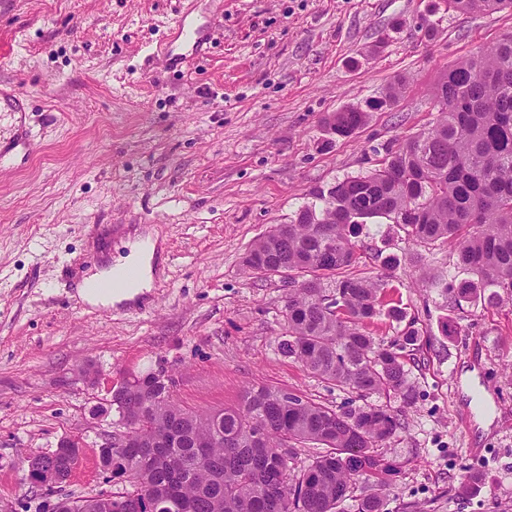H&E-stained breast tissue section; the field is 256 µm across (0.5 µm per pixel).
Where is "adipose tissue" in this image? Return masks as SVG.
<instances>
[{"instance_id": "obj_1", "label": "adipose tissue", "mask_w": 512, "mask_h": 512, "mask_svg": "<svg viewBox=\"0 0 512 512\" xmlns=\"http://www.w3.org/2000/svg\"><path fill=\"white\" fill-rule=\"evenodd\" d=\"M130 253L124 259L125 264L137 265L140 274L137 279L128 283L125 288L117 292L95 291L86 287H79L78 294L90 306L107 307L123 301H133L150 292L154 282V268L152 260L156 252V244L152 239L135 237L129 243Z\"/></svg>"}]
</instances>
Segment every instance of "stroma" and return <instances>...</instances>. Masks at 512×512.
<instances>
[{
  "label": "stroma",
  "mask_w": 512,
  "mask_h": 512,
  "mask_svg": "<svg viewBox=\"0 0 512 512\" xmlns=\"http://www.w3.org/2000/svg\"><path fill=\"white\" fill-rule=\"evenodd\" d=\"M183 14L199 47L175 30ZM427 16L432 41L418 28ZM509 31L511 10L462 15L445 0H0V89L29 95L24 111L0 112V506L36 512L23 459L66 435L84 441L66 491L100 489L113 427L91 409L160 364L199 414L237 407L252 385L344 405L346 393L277 353L283 287L242 257L312 189L374 169L383 145L430 128L440 76ZM400 76L391 109L352 137L327 134L332 113ZM150 232L151 293L84 303L79 280ZM360 241L356 274L398 257L392 298L424 342L409 364L416 403L382 450L386 512H512V297L453 309L442 289L418 288L413 258L449 282L448 247L416 250L383 221ZM471 367L495 418L469 433ZM471 471L483 482L461 492Z\"/></svg>",
  "instance_id": "stroma-1"
}]
</instances>
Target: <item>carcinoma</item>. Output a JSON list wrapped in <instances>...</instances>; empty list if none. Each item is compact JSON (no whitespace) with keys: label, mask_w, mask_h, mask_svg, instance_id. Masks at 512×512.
<instances>
[{"label":"carcinoma","mask_w":512,"mask_h":512,"mask_svg":"<svg viewBox=\"0 0 512 512\" xmlns=\"http://www.w3.org/2000/svg\"><path fill=\"white\" fill-rule=\"evenodd\" d=\"M463 14L512 8V0H448ZM406 82L332 114L329 134L348 138L368 113L393 105ZM439 118L428 130L385 146L382 166L311 192L289 224L258 238L243 264L287 287L277 351L353 395L331 408L286 389L249 387L235 409L197 414L173 396L172 379L149 371L112 404V454L100 465L122 484L113 491L62 494L60 512H344L359 480L373 491L356 512H382L389 464L377 449L403 428L416 398L405 356L423 349L416 321L389 305V280L350 273L364 224L385 218L414 246L450 244L463 278L449 305L495 306L512 293V32L459 62L438 80ZM386 315L405 322L395 339L370 331ZM380 404L368 402L371 397ZM134 436L122 445L125 421ZM326 451L300 470L295 448Z\"/></svg>","instance_id":"1"}]
</instances>
